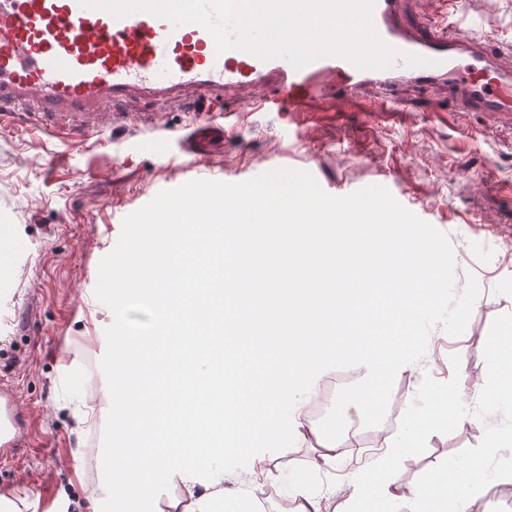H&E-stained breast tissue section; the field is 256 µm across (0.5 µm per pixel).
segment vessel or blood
I'll list each match as a JSON object with an SVG mask.
<instances>
[{
    "label": "vessel or blood",
    "mask_w": 512,
    "mask_h": 512,
    "mask_svg": "<svg viewBox=\"0 0 512 512\" xmlns=\"http://www.w3.org/2000/svg\"><path fill=\"white\" fill-rule=\"evenodd\" d=\"M373 23L386 43L427 65L361 70L326 57L297 70L284 59L216 53L202 26L148 12L117 19L79 0H0V111L87 138L133 99L193 113L238 92L244 107L299 112L316 97L367 93L370 113L381 114L399 109L406 88L444 85L458 111L512 112V51L465 20L414 19L406 0H375Z\"/></svg>",
    "instance_id": "obj_1"
}]
</instances>
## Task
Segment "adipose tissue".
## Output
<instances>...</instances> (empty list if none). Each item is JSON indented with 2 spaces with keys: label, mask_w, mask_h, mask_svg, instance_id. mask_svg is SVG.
Segmentation results:
<instances>
[{
  "label": "adipose tissue",
  "mask_w": 512,
  "mask_h": 512,
  "mask_svg": "<svg viewBox=\"0 0 512 512\" xmlns=\"http://www.w3.org/2000/svg\"><path fill=\"white\" fill-rule=\"evenodd\" d=\"M311 203L295 188L282 191L276 234L267 249H246L232 224L189 225L166 241L149 240L136 253L137 278L114 269L124 283L113 299L109 321L90 314L93 334L111 328L119 348L112 351L114 384L98 404L79 398L76 412L103 408L112 430V472L107 483L87 489L92 512H263L274 478L269 460L255 454L257 442L300 446L312 437L318 457L335 459L347 434L339 418L315 422L312 409L324 400V382L337 362L364 370L365 393L353 394L348 409L365 420L374 415L389 384L414 369L421 345L412 315L432 308L441 288V270L422 234L392 247L373 225L323 224L318 232L293 230L299 209ZM276 256L294 289L263 281L254 287L252 267ZM377 258L404 286L381 303L367 302L375 280L357 269ZM144 300L165 332L160 343L128 335L123 320L127 298ZM392 332L395 348L379 349L373 332ZM273 346L279 366L268 376L250 366ZM247 460L248 489L224 494L223 472H207L214 454ZM167 469L173 491L159 499L151 469ZM394 486L416 512H465L462 496H449L447 482L420 495L403 480ZM273 512H356L354 500L324 504L301 478Z\"/></svg>",
  "instance_id": "obj_1"
}]
</instances>
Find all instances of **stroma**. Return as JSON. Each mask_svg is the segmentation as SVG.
<instances>
[{
  "mask_svg": "<svg viewBox=\"0 0 512 512\" xmlns=\"http://www.w3.org/2000/svg\"><path fill=\"white\" fill-rule=\"evenodd\" d=\"M475 30L512 44V0H461ZM404 109L368 115L362 97L307 102L301 119L264 108L240 109L234 93L209 115L193 117L149 101L125 105L127 121L88 140L58 138L22 121L0 123V383L13 388L29 442L0 461V494L60 512L59 493H81L102 476L112 448L107 422L86 427L62 404L73 391L96 393L111 379L112 340L85 342L81 322L101 259L119 239L124 218L165 189L198 179V166L240 183L276 168L310 173L327 194L385 187L405 208L450 239L455 289L476 276L481 306L464 333L429 335L422 370L398 376L388 400L405 411L424 376L451 379V355L466 374L464 403L475 407L487 376L484 346L492 321L512 313V113L458 114L447 88L407 90ZM195 158L197 168L178 165ZM465 417L450 434L434 433L425 452L406 458L408 482L441 460L477 445L487 423ZM385 422L355 425L335 463L315 465L309 447L258 443L275 474L268 493H288L290 467L312 492L340 501L354 477L375 461L371 446L395 437ZM95 454L75 458L77 446Z\"/></svg>",
  "mask_w": 512,
  "mask_h": 512,
  "instance_id": "obj_1",
  "label": "stroma"
}]
</instances>
